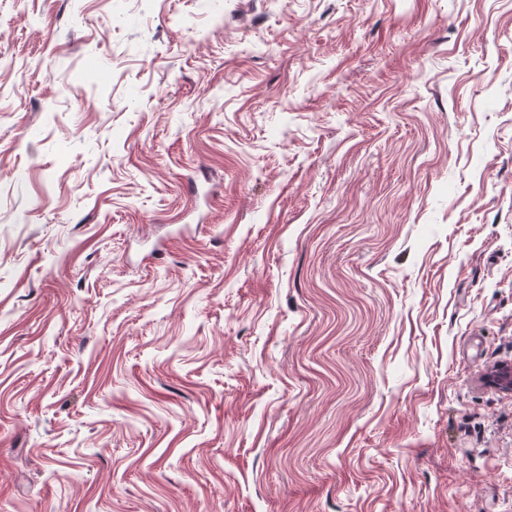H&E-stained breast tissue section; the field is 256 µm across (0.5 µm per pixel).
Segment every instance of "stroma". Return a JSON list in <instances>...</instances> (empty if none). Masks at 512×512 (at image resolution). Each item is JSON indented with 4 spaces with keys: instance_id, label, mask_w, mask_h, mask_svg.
I'll return each mask as SVG.
<instances>
[{
    "instance_id": "stroma-1",
    "label": "stroma",
    "mask_w": 512,
    "mask_h": 512,
    "mask_svg": "<svg viewBox=\"0 0 512 512\" xmlns=\"http://www.w3.org/2000/svg\"><path fill=\"white\" fill-rule=\"evenodd\" d=\"M512 0H0V512H512Z\"/></svg>"
}]
</instances>
